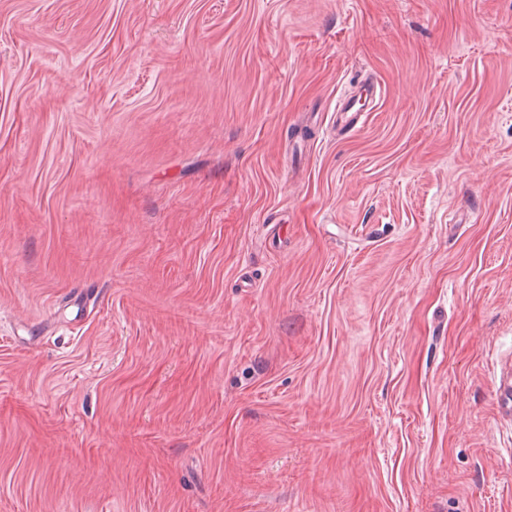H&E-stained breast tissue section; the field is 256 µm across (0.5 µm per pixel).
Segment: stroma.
<instances>
[{"label": "stroma", "mask_w": 512, "mask_h": 512, "mask_svg": "<svg viewBox=\"0 0 512 512\" xmlns=\"http://www.w3.org/2000/svg\"><path fill=\"white\" fill-rule=\"evenodd\" d=\"M508 363L512 0H0V512H512ZM378 84L375 83L371 79H365L357 86L356 94L341 99L336 104V112H361L360 110L353 111L354 104L353 101L356 97L362 98L364 96L365 101L369 104L374 103L380 96V90L377 89Z\"/></svg>", "instance_id": "stroma-1"}]
</instances>
